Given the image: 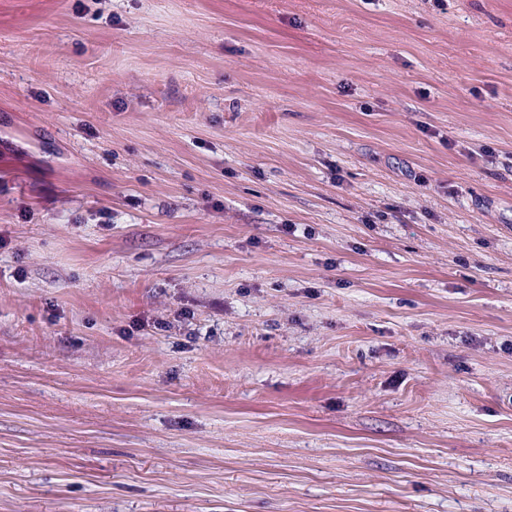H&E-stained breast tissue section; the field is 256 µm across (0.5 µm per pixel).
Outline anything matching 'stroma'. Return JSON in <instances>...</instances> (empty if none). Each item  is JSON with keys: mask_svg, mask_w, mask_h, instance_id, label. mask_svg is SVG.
<instances>
[{"mask_svg": "<svg viewBox=\"0 0 512 512\" xmlns=\"http://www.w3.org/2000/svg\"><path fill=\"white\" fill-rule=\"evenodd\" d=\"M0 512H512V0H0Z\"/></svg>", "mask_w": 512, "mask_h": 512, "instance_id": "1", "label": "stroma"}]
</instances>
